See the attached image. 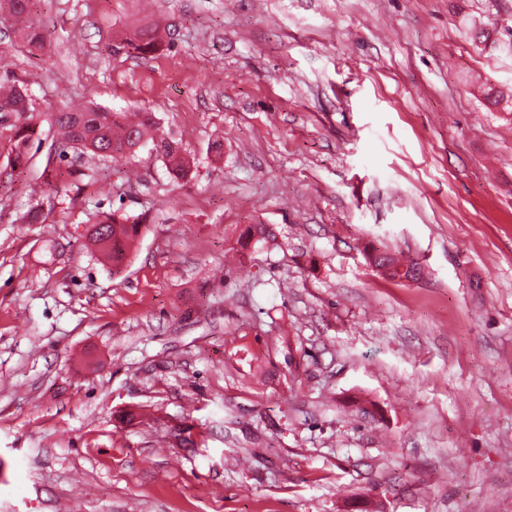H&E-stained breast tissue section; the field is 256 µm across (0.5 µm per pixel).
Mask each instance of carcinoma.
Returning <instances> with one entry per match:
<instances>
[{"mask_svg": "<svg viewBox=\"0 0 512 512\" xmlns=\"http://www.w3.org/2000/svg\"><path fill=\"white\" fill-rule=\"evenodd\" d=\"M33 0H0V22L14 28L17 40L25 47L42 50L46 45L45 29L33 9ZM160 44L156 32L148 33L136 41L122 39L109 47L114 54L131 52L146 54ZM0 112H9L14 122L0 127L8 132L10 145L8 162L13 169H23L33 158L32 133L35 120L49 122L57 136L54 150L58 162L47 158L42 173V198L51 199L72 186L93 181L99 161L133 158L149 145L173 174L174 180H184L193 171L194 160L182 143L166 134L153 112H114L95 103L81 111L67 108L48 112L38 111L24 81L6 65L0 66ZM86 238L99 256L112 268L124 267L133 246L141 234L142 216L128 214L122 208L97 210L88 214ZM276 238L266 224H251L240 242L245 249L255 241L268 243ZM368 261L382 256L389 264L387 278L403 282L410 272L419 267L396 254L371 247L366 252Z\"/></svg>", "mask_w": 512, "mask_h": 512, "instance_id": "obj_1", "label": "carcinoma"}]
</instances>
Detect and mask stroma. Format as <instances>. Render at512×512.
I'll list each match as a JSON object with an SVG mask.
<instances>
[{
    "label": "stroma",
    "instance_id": "obj_1",
    "mask_svg": "<svg viewBox=\"0 0 512 512\" xmlns=\"http://www.w3.org/2000/svg\"><path fill=\"white\" fill-rule=\"evenodd\" d=\"M36 10L0 59L39 106L143 107L196 168L144 149L21 224L52 132L15 171L0 136V512H512V0ZM98 206L145 218L117 275ZM159 44L160 40L158 34L155 30H153L151 33L145 34V36H141L136 41H131L128 39L114 41L111 46L108 47V49L110 53L114 54H129L131 52L146 54L155 51L159 47ZM367 259L373 266V260L375 257L383 256L389 264V273L386 276L388 279L398 282H406L410 272L415 268L421 269L419 263L413 261H405L398 257L395 253H391L388 250H381L376 247H371L366 252Z\"/></svg>",
    "mask_w": 512,
    "mask_h": 512
}]
</instances>
